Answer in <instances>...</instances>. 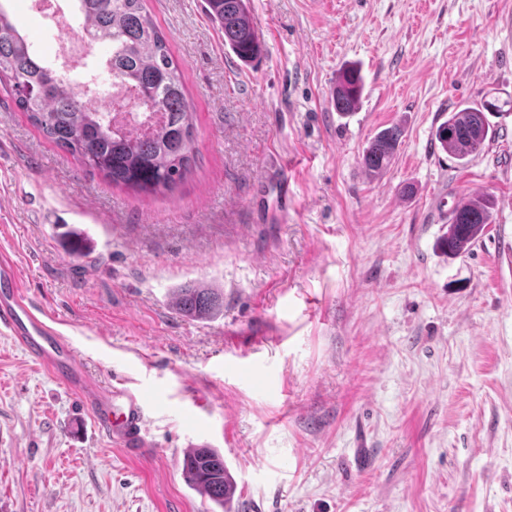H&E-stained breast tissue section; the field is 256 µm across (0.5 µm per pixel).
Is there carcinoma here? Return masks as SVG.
Returning <instances> with one entry per match:
<instances>
[{
	"label": "carcinoma",
	"instance_id": "carcinoma-1",
	"mask_svg": "<svg viewBox=\"0 0 512 512\" xmlns=\"http://www.w3.org/2000/svg\"><path fill=\"white\" fill-rule=\"evenodd\" d=\"M74 14L83 30L107 43L112 52L100 66L112 78L129 85L135 98L162 114L156 127L143 131L136 125L111 126L105 115L112 100L83 98L78 82L42 61L17 24L0 9V80L10 84L17 107L29 114L43 136L85 167L115 186L156 195L182 184L195 164L194 115L185 92L181 71L164 34L146 12L144 0H73ZM250 0H206V12L221 32L224 45L248 64L262 48L257 41L249 10ZM364 91L360 71L344 69L331 92L334 109L346 115L358 105ZM509 101L503 105L509 106ZM501 105V106H503ZM486 102L464 106L448 114L435 138L461 163L479 154L496 130L486 113L501 111ZM403 136L392 125L378 132L362 154L369 174H383ZM494 200L489 195L462 200L452 213L448 235L440 241L449 256L467 251L491 222ZM89 240L74 230L63 241L71 255L84 254ZM173 307L195 319L210 318L224 308V292L204 283H186L171 291ZM185 482L211 502L231 512L235 482L224 456L212 448H192L183 459Z\"/></svg>",
	"mask_w": 512,
	"mask_h": 512
}]
</instances>
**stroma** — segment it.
<instances>
[{"instance_id": "1", "label": "stroma", "mask_w": 512, "mask_h": 512, "mask_svg": "<svg viewBox=\"0 0 512 512\" xmlns=\"http://www.w3.org/2000/svg\"><path fill=\"white\" fill-rule=\"evenodd\" d=\"M52 2L0 8L58 66L80 28ZM145 8L195 112L193 173L165 195L112 186L0 86V249L91 375L150 400L156 451L100 437L0 335V512H221L182 475L203 440L232 512H512V112L468 164L435 139L457 107L512 98V0H250V64L205 0ZM351 63L365 93L343 116ZM392 125L371 177L362 152ZM486 194L481 239L445 255L455 205ZM69 227L87 256L61 247ZM188 282L223 289V311L174 310ZM364 91L360 71L354 67L344 69L331 92V103L340 114L352 112L358 105ZM403 136V129L392 125L378 132L362 154V164L372 176L382 175L391 163Z\"/></svg>"}]
</instances>
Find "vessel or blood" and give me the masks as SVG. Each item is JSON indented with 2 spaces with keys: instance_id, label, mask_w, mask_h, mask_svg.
<instances>
[{
  "instance_id": "1",
  "label": "vessel or blood",
  "mask_w": 512,
  "mask_h": 512,
  "mask_svg": "<svg viewBox=\"0 0 512 512\" xmlns=\"http://www.w3.org/2000/svg\"><path fill=\"white\" fill-rule=\"evenodd\" d=\"M0 334L9 336L33 360L77 393L92 414L95 432L128 454L150 451L146 438L148 406L123 388L104 389L90 378L82 357L46 321L22 287L17 264L0 251Z\"/></svg>"
}]
</instances>
